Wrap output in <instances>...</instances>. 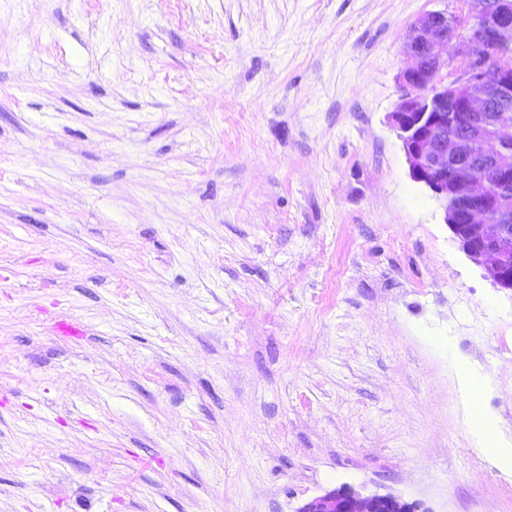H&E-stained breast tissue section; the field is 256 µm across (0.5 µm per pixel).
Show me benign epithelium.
Segmentation results:
<instances>
[{
	"instance_id": "1",
	"label": "benign epithelium",
	"mask_w": 512,
	"mask_h": 512,
	"mask_svg": "<svg viewBox=\"0 0 512 512\" xmlns=\"http://www.w3.org/2000/svg\"><path fill=\"white\" fill-rule=\"evenodd\" d=\"M467 5L463 22L429 11L411 25L404 49L412 66L391 122L411 179L439 202L460 249L496 288L512 292V156L501 151L512 123L493 118L512 112V0ZM296 512L422 510L398 495L342 485Z\"/></svg>"
}]
</instances>
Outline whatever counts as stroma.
<instances>
[{"label":"stroma","mask_w":512,"mask_h":512,"mask_svg":"<svg viewBox=\"0 0 512 512\" xmlns=\"http://www.w3.org/2000/svg\"><path fill=\"white\" fill-rule=\"evenodd\" d=\"M465 0H0V512H512V294L411 180ZM420 509V503L398 495L366 494L342 485L304 503L297 512H424Z\"/></svg>","instance_id":"1"}]
</instances>
